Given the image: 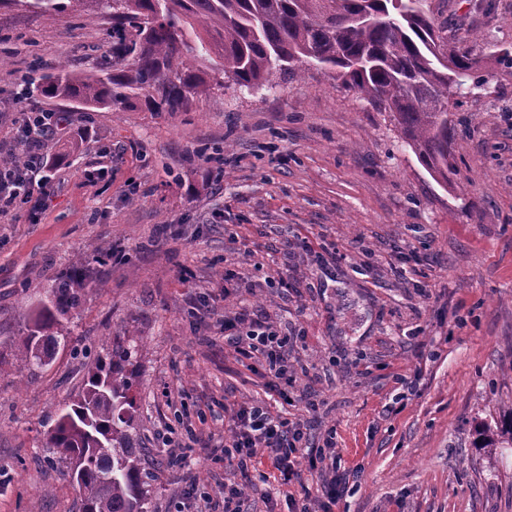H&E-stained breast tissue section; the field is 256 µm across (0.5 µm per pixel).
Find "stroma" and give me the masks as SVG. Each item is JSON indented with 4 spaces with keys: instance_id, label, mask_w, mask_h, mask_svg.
I'll return each instance as SVG.
<instances>
[{
    "instance_id": "obj_1",
    "label": "stroma",
    "mask_w": 512,
    "mask_h": 512,
    "mask_svg": "<svg viewBox=\"0 0 512 512\" xmlns=\"http://www.w3.org/2000/svg\"><path fill=\"white\" fill-rule=\"evenodd\" d=\"M428 4L447 18L451 49L484 58L483 82L448 107L444 185L389 113L313 68L174 114L17 98L30 61L109 59L112 25L0 2V151L31 110L65 119L46 153L82 144L35 172L47 184L39 223L0 216V342L77 256L112 252L93 264L50 364L32 375L0 364V512H80L44 433L81 391L86 352L118 333L141 346L136 431L152 512H174L190 478L216 499L239 485L254 512L315 496L329 473L306 455L300 481L282 486L267 466L244 472L216 451L225 411L252 400L303 425L311 446L333 440L349 476L336 512H512V447L492 457L473 445L476 423L512 407V68L494 57L512 46V0ZM97 169L105 180L88 183ZM324 248L334 263L317 261ZM200 297L204 320L188 313ZM241 310L287 335V400L225 343L220 321ZM168 427L201 439L185 467L166 463L157 434Z\"/></svg>"
}]
</instances>
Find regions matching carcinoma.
<instances>
[{"label":"carcinoma","instance_id":"cac0c4a2","mask_svg":"<svg viewBox=\"0 0 512 512\" xmlns=\"http://www.w3.org/2000/svg\"><path fill=\"white\" fill-rule=\"evenodd\" d=\"M49 19L72 12L112 22V61L66 67L35 86L45 98L114 112H187L224 89H261L275 72L321 67L380 110L437 179L448 182V102L480 57L448 53V21L427 0H12ZM94 258L79 256L12 337L19 370L66 346L61 318L82 304ZM139 345L117 336L87 366L81 393L55 415L46 448L67 462L82 512H151L135 430ZM483 448L512 446V408L481 432Z\"/></svg>","mask_w":512,"mask_h":512}]
</instances>
